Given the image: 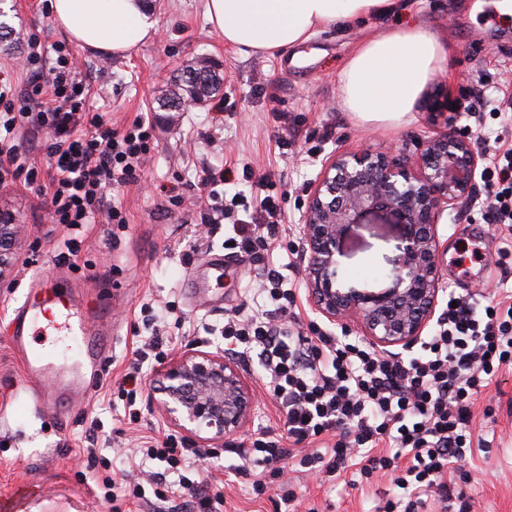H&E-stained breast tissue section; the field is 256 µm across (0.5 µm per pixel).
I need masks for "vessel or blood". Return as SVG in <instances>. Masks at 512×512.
<instances>
[{"label":"vessel or blood","mask_w":512,"mask_h":512,"mask_svg":"<svg viewBox=\"0 0 512 512\" xmlns=\"http://www.w3.org/2000/svg\"><path fill=\"white\" fill-rule=\"evenodd\" d=\"M107 318V306L101 304L85 310L66 289L46 290L40 301L13 311L10 343L21 358L35 408L57 401L58 392L47 389L49 381H57L60 387L81 384L85 371L94 368L97 359L111 349L112 333L104 326ZM40 324L59 330L65 344L77 346L78 351L70 356L68 365H59L55 353L30 345V331Z\"/></svg>","instance_id":"vessel-or-blood-1"}]
</instances>
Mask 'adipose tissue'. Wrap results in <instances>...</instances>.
I'll use <instances>...</instances> for the list:
<instances>
[{"mask_svg": "<svg viewBox=\"0 0 512 512\" xmlns=\"http://www.w3.org/2000/svg\"><path fill=\"white\" fill-rule=\"evenodd\" d=\"M394 8L395 0H205L207 21L245 54L276 53L306 42L316 29ZM50 9L72 43L107 56H123L158 33L147 0H50ZM447 62L444 44L427 27L386 29L360 45L342 69L343 107L359 124L400 127Z\"/></svg>", "mask_w": 512, "mask_h": 512, "instance_id": "obj_1", "label": "adipose tissue"}]
</instances>
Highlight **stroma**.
Segmentation results:
<instances>
[{"label": "stroma", "instance_id": "1", "mask_svg": "<svg viewBox=\"0 0 512 512\" xmlns=\"http://www.w3.org/2000/svg\"><path fill=\"white\" fill-rule=\"evenodd\" d=\"M158 21L156 39L123 57L76 50L90 85L93 111L115 126L144 115L154 125V139L136 183L115 184L106 193L126 216L122 224H86L70 229L49 221L48 208L34 191L16 183L0 188V207L15 210L28 233L20 244L23 265L14 285L0 295V502L16 501V487L27 483L29 496L19 512H180L179 498L164 500L145 486L144 498L105 500L103 486L83 481L88 465L89 434L109 457L114 471H127L126 449L142 437L167 429L155 394V369H145L137 393L140 414L123 420L126 397L118 382L132 359V349L146 340L145 307H153L157 325L168 337L171 353L206 344L222 347L224 318H249L272 309L268 294L258 292L270 270L286 271L298 290L302 329L323 326L307 303L306 280L297 248L299 226L311 183L321 161L333 154L371 151L400 157L416 169L425 139L467 133L480 166H487L496 143L512 146V115L481 105L470 115L475 93L512 97V15L495 9V0H397L394 13L370 17L349 27H324L304 44L270 56H247L225 45L207 23L203 0H152ZM13 29L0 40V70L23 84L20 70L24 46L31 36L63 41L48 0H7ZM423 23L448 51L446 72L430 82L415 103L411 121L398 128L358 125L345 112L339 74L357 46L395 24ZM201 54L222 66L220 92L202 106H186L175 122H166L157 102L177 70ZM451 105L452 113L435 109ZM222 167L225 199L236 200L238 216L256 212L271 199L281 222L267 248L227 258L222 278H215L207 258L224 252V227L205 224L206 208L195 186L203 166ZM182 193L171 205V192ZM483 189L438 218L442 244L440 285L455 294L481 291L498 294L499 284L512 286V257L498 249L506 236L483 205ZM481 238L480 258L460 262L471 235ZM403 228L384 211L363 214L349 225L339 245L346 279L369 289L385 288L401 254ZM61 271L81 303L112 305V351L105 355L85 393L64 406L39 413L29 408L30 391L22 387L21 360L8 342L13 310L40 286L43 277ZM243 367L254 394L255 410L239 434L214 442L219 460L234 463L225 446L248 445L257 427H278L275 405L261 381L257 361ZM474 434L493 438L490 452L475 450L466 475L454 478L456 497L448 503L427 499L418 512H512V368L501 371L473 408ZM284 479L298 501L292 512H378L394 502L403 512L406 501L390 476H377L367 486L319 477L288 466ZM252 476L237 477L225 487L226 512H278L274 492L252 493Z\"/></svg>", "mask_w": 512, "mask_h": 512}]
</instances>
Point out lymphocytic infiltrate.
Segmentation results:
<instances>
[{"instance_id":"obj_1","label":"lymphocytic infiltrate","mask_w":512,"mask_h":512,"mask_svg":"<svg viewBox=\"0 0 512 512\" xmlns=\"http://www.w3.org/2000/svg\"><path fill=\"white\" fill-rule=\"evenodd\" d=\"M30 74L24 86L0 80V185L22 181L43 197L54 224L125 223L121 208L105 194L107 186L135 181L150 151L154 127L135 118L118 128L88 103L85 77L66 44L28 42L22 62ZM32 135L31 145L19 133ZM46 140H39V133ZM48 159L32 160L31 151ZM220 169L202 168L198 185L207 192L210 224H226L239 253L265 242V230L278 221L274 203H266L250 222L221 203ZM488 206L499 224H512V150L485 173ZM269 295L275 309L251 319L230 316L222 337L227 351L257 357L264 382L283 424L285 440H253L239 449L232 472L258 471L254 495L267 489L263 474L281 477L289 460L307 473L338 479L347 468L359 478L394 472L396 484L415 497L453 493L444 479L449 465L465 461L474 447H488L471 431L475 396L488 387L502 365L512 363V303L487 305L483 293L456 299L445 307L433 334L408 359L383 357L355 340L324 331L306 336L282 318L294 302L288 278L274 272ZM143 461L162 463L188 491L191 512H224V493L189 474L209 454L169 435L160 447L141 451Z\"/></svg>"}]
</instances>
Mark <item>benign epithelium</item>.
I'll use <instances>...</instances> for the list:
<instances>
[{"instance_id": "7a95c632", "label": "benign epithelium", "mask_w": 512, "mask_h": 512, "mask_svg": "<svg viewBox=\"0 0 512 512\" xmlns=\"http://www.w3.org/2000/svg\"><path fill=\"white\" fill-rule=\"evenodd\" d=\"M309 191L299 240L313 310L348 333L357 329L376 352L420 343L439 304L442 260L437 217L470 197L478 157L454 131L427 140L413 174L386 154L332 155ZM382 209L404 228L402 253L388 288L361 290L339 279L338 244L348 226ZM26 225L0 208V291L13 286L17 246ZM159 408L168 423L201 441H217L248 424L254 397L240 364L223 351L194 347L157 371Z\"/></svg>"}]
</instances>
